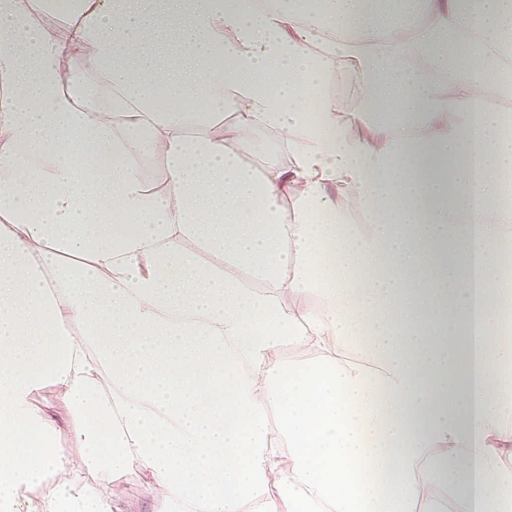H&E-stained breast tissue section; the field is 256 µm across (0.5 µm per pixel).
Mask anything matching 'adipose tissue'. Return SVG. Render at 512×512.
Masks as SVG:
<instances>
[{
    "mask_svg": "<svg viewBox=\"0 0 512 512\" xmlns=\"http://www.w3.org/2000/svg\"><path fill=\"white\" fill-rule=\"evenodd\" d=\"M511 99L512 0H0V512H512ZM112 497L131 504H146L152 493L149 479L136 470L127 472L111 484ZM420 494L423 498H427L433 501L438 512H454L453 511V490L448 484V487L441 483H435L432 485H421Z\"/></svg>",
    "mask_w": 512,
    "mask_h": 512,
    "instance_id": "1",
    "label": "adipose tissue"
}]
</instances>
